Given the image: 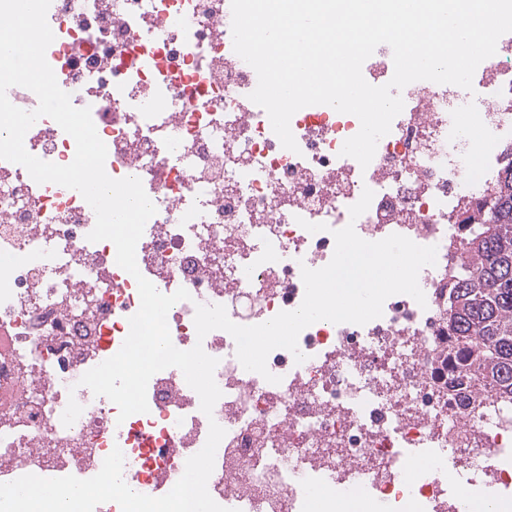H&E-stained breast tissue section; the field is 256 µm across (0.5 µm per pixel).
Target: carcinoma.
<instances>
[{
    "label": "carcinoma",
    "mask_w": 512,
    "mask_h": 512,
    "mask_svg": "<svg viewBox=\"0 0 512 512\" xmlns=\"http://www.w3.org/2000/svg\"><path fill=\"white\" fill-rule=\"evenodd\" d=\"M462 225L468 264L448 290V389L464 404L489 381L512 398V169Z\"/></svg>",
    "instance_id": "carcinoma-1"
}]
</instances>
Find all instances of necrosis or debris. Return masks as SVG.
<instances>
[{
	"label": "necrosis or debris",
	"mask_w": 512,
	"mask_h": 512,
	"mask_svg": "<svg viewBox=\"0 0 512 512\" xmlns=\"http://www.w3.org/2000/svg\"><path fill=\"white\" fill-rule=\"evenodd\" d=\"M46 51L62 90L90 107L114 179L139 178L157 208L136 247L141 274L190 300L167 314L173 344L217 358L222 392L212 415L174 367L152 376L149 410L118 408L79 380L114 356L140 307L137 282L108 241L90 242L95 213L82 195L36 183L0 160V483L26 474L95 476L120 449L123 479L159 497L199 452L210 422L226 431L208 480L230 512H332L336 500L389 512H459L440 476L439 448L486 499L512 491V400L484 387L470 402L448 395V287L468 261L461 219L512 168V36L477 68L472 90L406 86L403 111L368 167L340 150L358 118L327 105L298 110L297 151L282 147L249 95L254 69L233 49L231 0H52ZM26 150L72 162L76 144L51 118ZM369 209L351 219L363 189ZM323 224L311 233L304 222ZM354 224L436 246L421 269L425 304L398 294L365 325L325 320L298 337L304 362L273 350L269 371L245 370L233 337L198 338L199 304L225 306L240 325L297 309L302 267L334 253L333 230ZM83 411L64 426L69 399ZM407 448L420 449L414 462Z\"/></svg>",
	"instance_id": "1"
}]
</instances>
